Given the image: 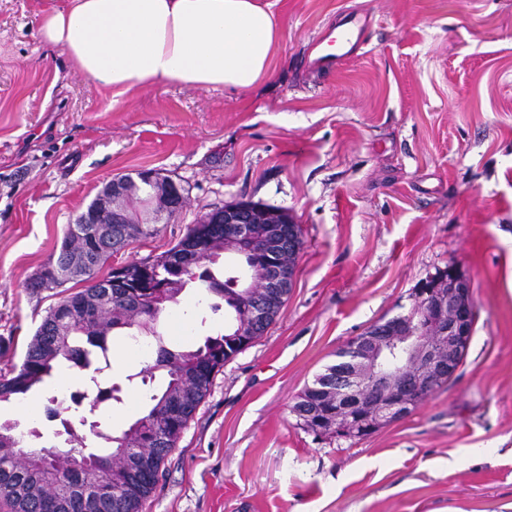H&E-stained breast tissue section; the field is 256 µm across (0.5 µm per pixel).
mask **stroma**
Returning a JSON list of instances; mask_svg holds the SVG:
<instances>
[{
	"label": "stroma",
	"mask_w": 512,
	"mask_h": 512,
	"mask_svg": "<svg viewBox=\"0 0 512 512\" xmlns=\"http://www.w3.org/2000/svg\"><path fill=\"white\" fill-rule=\"evenodd\" d=\"M66 0H0V374L20 366L51 308L80 291L28 283L104 184L154 169L184 189L180 212L115 256L171 249L205 213L238 202L288 211L302 230L293 287L266 332L227 361L168 454L143 512H512V0H277L273 75L239 92L158 84L113 96L38 34ZM369 41L337 70L310 66L315 37L345 13ZM456 266L475 321L458 370L406 417L361 439L307 432L292 411L337 352L409 314L414 292ZM186 288L159 330L193 346L224 313ZM99 379L121 434L163 375L126 338ZM62 368L0 420L38 426Z\"/></svg>",
	"instance_id": "obj_1"
}]
</instances>
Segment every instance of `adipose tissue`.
<instances>
[{"mask_svg": "<svg viewBox=\"0 0 512 512\" xmlns=\"http://www.w3.org/2000/svg\"><path fill=\"white\" fill-rule=\"evenodd\" d=\"M272 0H67L38 32L122 96L159 82L246 91L269 80L281 34Z\"/></svg>", "mask_w": 512, "mask_h": 512, "instance_id": "1", "label": "adipose tissue"}]
</instances>
